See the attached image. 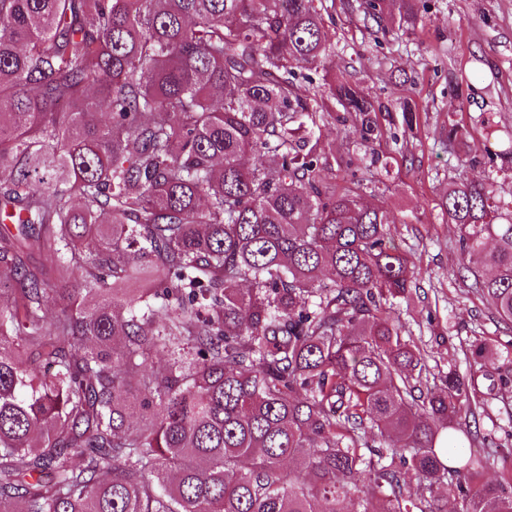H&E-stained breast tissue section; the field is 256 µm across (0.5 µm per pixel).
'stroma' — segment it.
<instances>
[{"label": "stroma", "instance_id": "35a3bbf8", "mask_svg": "<svg viewBox=\"0 0 512 512\" xmlns=\"http://www.w3.org/2000/svg\"><path fill=\"white\" fill-rule=\"evenodd\" d=\"M357 0H334L325 20L330 49L323 70L312 73L363 89L382 105L378 139L362 144L354 121L332 114L316 131L329 183L362 182L361 200L384 207L396 243L416 261L409 300L392 317L403 338L427 353L432 377L448 369L469 372L471 346L482 340L496 354L480 377L481 406L464 409L460 425L476 428L472 454L490 464L483 479L512 471V326L461 284L459 231L442 208L461 179H488L498 197L512 201V0H416L420 21L376 38ZM419 121H403V103ZM457 127L458 142L448 140Z\"/></svg>", "mask_w": 512, "mask_h": 512}]
</instances>
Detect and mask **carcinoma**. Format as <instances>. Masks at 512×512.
Listing matches in <instances>:
<instances>
[{"mask_svg": "<svg viewBox=\"0 0 512 512\" xmlns=\"http://www.w3.org/2000/svg\"><path fill=\"white\" fill-rule=\"evenodd\" d=\"M314 2L0 0V512H448L442 486L512 512L470 483L484 459L444 463L474 377L423 386L386 211L321 177L319 113L367 143L381 107L298 85L328 51ZM388 2L359 4L374 33L415 26ZM443 208L512 324L492 185Z\"/></svg>", "mask_w": 512, "mask_h": 512, "instance_id": "1", "label": "carcinoma"}]
</instances>
